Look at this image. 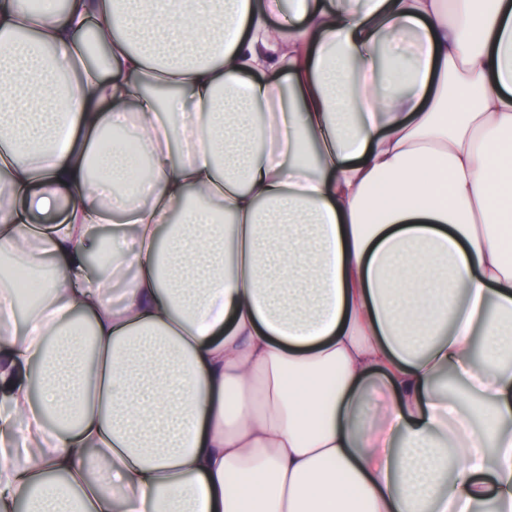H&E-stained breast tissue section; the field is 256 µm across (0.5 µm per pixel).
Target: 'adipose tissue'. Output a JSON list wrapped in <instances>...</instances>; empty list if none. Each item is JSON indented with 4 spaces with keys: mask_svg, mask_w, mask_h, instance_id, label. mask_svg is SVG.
<instances>
[{
    "mask_svg": "<svg viewBox=\"0 0 512 512\" xmlns=\"http://www.w3.org/2000/svg\"><path fill=\"white\" fill-rule=\"evenodd\" d=\"M293 3L0 0V512H512V0Z\"/></svg>",
    "mask_w": 512,
    "mask_h": 512,
    "instance_id": "ef3b65f1",
    "label": "adipose tissue"
}]
</instances>
